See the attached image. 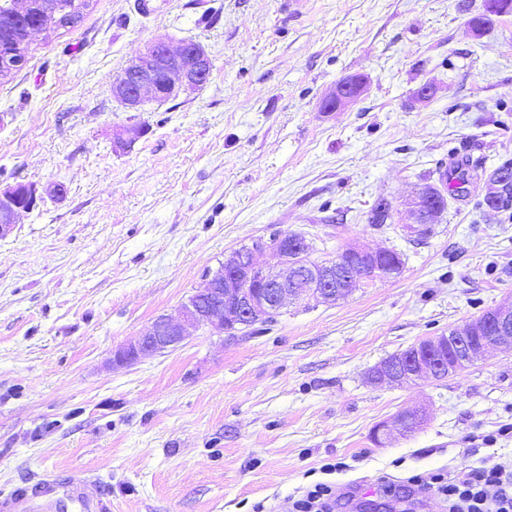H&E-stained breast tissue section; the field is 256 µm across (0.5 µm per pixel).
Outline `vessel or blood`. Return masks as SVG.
Returning a JSON list of instances; mask_svg holds the SVG:
<instances>
[{"label":"vessel or blood","mask_w":512,"mask_h":512,"mask_svg":"<svg viewBox=\"0 0 512 512\" xmlns=\"http://www.w3.org/2000/svg\"><path fill=\"white\" fill-rule=\"evenodd\" d=\"M94 482L89 478L60 481L51 475L40 477L30 486L0 497V512H34L36 502H53L58 512H107L100 495L90 494Z\"/></svg>","instance_id":"1"}]
</instances>
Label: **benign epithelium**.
<instances>
[{
	"label": "benign epithelium",
	"instance_id": "1",
	"mask_svg": "<svg viewBox=\"0 0 512 512\" xmlns=\"http://www.w3.org/2000/svg\"><path fill=\"white\" fill-rule=\"evenodd\" d=\"M24 64L20 51L0 55V74ZM212 61L197 43H183L176 48L165 42L152 43L130 61L112 85V94L125 108L138 112L158 95L171 97L186 88L207 82ZM364 91V81L346 78L340 81L328 100L333 111L355 102ZM448 198L445 184L422 189L399 210L381 205L390 218H398L408 233L421 236L443 212L442 202ZM37 189L17 184L0 192V238L8 235L16 217L31 210L37 202ZM280 260L274 270L264 260L266 251ZM311 242L303 237L282 236L276 240L260 239L248 249L247 260L236 254L225 258L219 270L207 275L203 286L181 305L174 319L156 317L134 341L113 353L112 363L124 366L145 356L177 348L191 332L213 328L231 331L245 324L265 323L291 303L306 299L327 302L341 297L345 289L336 287L339 260L315 262L310 259ZM512 347V298L478 315L464 324L422 340L406 350L401 360H384L372 371L374 384L408 385L430 376L442 379L461 372L479 360L488 350ZM426 421L422 408L404 412L393 425L375 430L378 440L417 429Z\"/></svg>",
	"mask_w": 512,
	"mask_h": 512
}]
</instances>
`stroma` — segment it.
<instances>
[{
	"instance_id": "stroma-1",
	"label": "stroma",
	"mask_w": 512,
	"mask_h": 512,
	"mask_svg": "<svg viewBox=\"0 0 512 512\" xmlns=\"http://www.w3.org/2000/svg\"><path fill=\"white\" fill-rule=\"evenodd\" d=\"M484 0H96L74 28L35 35L0 78V189L39 199L0 238V493L41 475L96 480L110 512H285L316 481L335 512H448L414 472L512 464V350L458 375L372 383L390 355L512 297V210L483 203L512 159V16L474 35ZM200 44L196 90L141 111L112 95L147 45ZM361 75L363 95L325 97ZM428 98H418L421 87ZM141 133L125 148L116 132ZM479 164L430 235L370 226L454 162ZM313 259L391 248L401 276L332 303L288 306L269 329H201L116 367L113 351L181 304L225 257L273 231ZM421 407L407 437L380 423ZM337 470L324 474L325 463ZM396 491L347 498L355 482Z\"/></svg>"
}]
</instances>
